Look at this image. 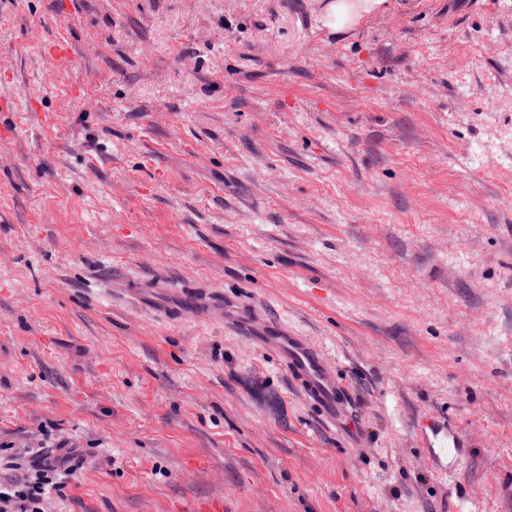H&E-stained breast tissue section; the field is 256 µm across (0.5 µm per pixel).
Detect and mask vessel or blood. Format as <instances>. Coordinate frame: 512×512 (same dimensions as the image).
Listing matches in <instances>:
<instances>
[{
  "instance_id": "obj_1",
  "label": "vessel or blood",
  "mask_w": 512,
  "mask_h": 512,
  "mask_svg": "<svg viewBox=\"0 0 512 512\" xmlns=\"http://www.w3.org/2000/svg\"><path fill=\"white\" fill-rule=\"evenodd\" d=\"M180 297L188 309L217 317L241 336L272 349L288 369L295 384L328 420H335L344 411L345 398L341 384L328 373L324 355L304 336L280 323H269L261 331H253L246 308L227 305L223 295L205 289H187L181 291ZM418 428L430 437V446L435 449L437 458L448 460L457 457L459 444L449 432L446 419L426 417L419 422Z\"/></svg>"
}]
</instances>
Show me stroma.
<instances>
[{"label":"stroma","mask_w":512,"mask_h":512,"mask_svg":"<svg viewBox=\"0 0 512 512\" xmlns=\"http://www.w3.org/2000/svg\"><path fill=\"white\" fill-rule=\"evenodd\" d=\"M331 2L0 0V484L66 440L48 512H512V0ZM387 0H336L328 13V24L336 28L353 26L365 15L378 11ZM162 288H168L165 283L160 280L156 281H132L127 284L125 290L133 293L137 299L144 305L154 309L149 303L154 302L153 295L160 293ZM179 297L187 303L186 313L190 310L208 313L224 320V325L241 336L272 349L305 396L330 422L336 423V417L345 410L343 388L327 372L324 355L304 336L280 323H268L261 331L253 332L249 311L225 304L222 294L193 288L182 290ZM417 429L427 436V446L428 448H434V453L438 459L457 458L459 444L455 436L448 431V420L437 416L426 417L419 422Z\"/></svg>","instance_id":"1"}]
</instances>
